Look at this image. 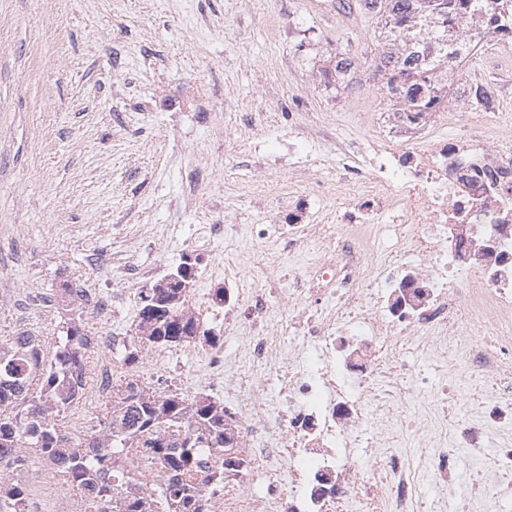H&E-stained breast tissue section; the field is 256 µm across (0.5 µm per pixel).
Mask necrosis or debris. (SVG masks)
<instances>
[{"mask_svg":"<svg viewBox=\"0 0 512 512\" xmlns=\"http://www.w3.org/2000/svg\"><path fill=\"white\" fill-rule=\"evenodd\" d=\"M362 203L332 224H197L189 242L205 262L202 329L194 356L200 386L224 402L231 465L224 489L202 487L209 512H420V480L401 451L425 449V469L458 512H473L512 486V155L457 139L435 163L410 150L377 153ZM399 178L429 203L421 231L400 223ZM389 224H381V217ZM276 243L275 273L244 293L241 264L216 255L242 234ZM316 256L302 265L308 245ZM123 293L88 296L93 349L128 347L114 331L126 297L140 292L136 266ZM236 334L241 364L224 363ZM475 464L461 487V453Z\"/></svg>","mask_w":512,"mask_h":512,"instance_id":"necrosis-or-debris-1","label":"necrosis or debris"}]
</instances>
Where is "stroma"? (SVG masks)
Masks as SVG:
<instances>
[{
  "mask_svg": "<svg viewBox=\"0 0 512 512\" xmlns=\"http://www.w3.org/2000/svg\"><path fill=\"white\" fill-rule=\"evenodd\" d=\"M387 48L336 0H0V337L53 344L87 318L61 288L115 291L129 262L172 271L195 224H286L304 196L314 223L340 224L391 141L512 148V41L452 77L488 82L495 110L449 97L428 135L389 114Z\"/></svg>",
  "mask_w": 512,
  "mask_h": 512,
  "instance_id": "obj_1",
  "label": "stroma"
}]
</instances>
